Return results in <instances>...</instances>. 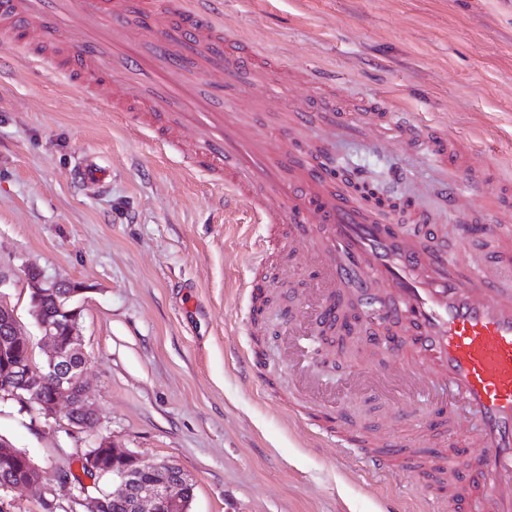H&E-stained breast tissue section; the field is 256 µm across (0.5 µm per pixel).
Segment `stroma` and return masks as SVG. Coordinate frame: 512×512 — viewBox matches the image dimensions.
I'll list each match as a JSON object with an SVG mask.
<instances>
[{"mask_svg":"<svg viewBox=\"0 0 512 512\" xmlns=\"http://www.w3.org/2000/svg\"><path fill=\"white\" fill-rule=\"evenodd\" d=\"M224 30L315 71L337 98L367 96L414 122L447 128L512 185V0H221ZM339 177L409 200L392 223L443 218L435 191L466 185L462 171L436 170L408 148L371 136L322 146ZM112 169L107 192L78 186V158ZM262 229L246 204L225 205L224 188L189 173L176 150L143 135L107 107L58 79L16 64L0 70V299L14 309L35 361L46 357L30 310L26 275L81 282L74 302L95 432L0 401V437L46 472L48 489L10 493L12 512H69L76 487L58 479L96 436L194 479L191 512H430L436 491L396 468L370 465L317 439L312 407L294 390L286 322L317 269L294 258L290 275L253 264ZM279 288L254 343L243 280ZM385 353L312 363L324 393L352 430L372 424L412 438L398 407L362 416L339 382Z\"/></svg>","mask_w":512,"mask_h":512,"instance_id":"35a3bbf8","label":"stroma"}]
</instances>
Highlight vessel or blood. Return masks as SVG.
<instances>
[{"instance_id":"obj_1","label":"vessel or blood","mask_w":512,"mask_h":512,"mask_svg":"<svg viewBox=\"0 0 512 512\" xmlns=\"http://www.w3.org/2000/svg\"><path fill=\"white\" fill-rule=\"evenodd\" d=\"M159 37L144 38L137 26L139 0H0V32L19 39L38 28L40 44L23 45L19 57L139 123L165 145L180 144L189 167L222 183L230 199L247 204L268 234L258 261L278 249L314 256L323 287L356 295L363 315L404 324L410 331L396 356L405 382L440 389L420 447L451 440L470 421L467 445L476 467L461 472L455 456L441 467L449 499L465 497L470 512H512V204L482 177L469 150L447 133L424 134L399 108L374 112L364 103L350 113L330 95H291L279 103L256 89L275 73L263 51L224 33L212 0H157ZM256 92L249 111L225 109L224 94ZM279 112L271 128L257 119ZM359 123L383 147L401 144L426 153L439 168L470 172L466 188L444 186L446 211L473 200L492 214L485 234L494 247L474 257L449 255L448 242H465L468 225L429 224L408 231L351 202L330 174L311 164L292 143L299 136L329 139ZM77 184L106 190L110 170L83 157ZM323 438L358 450L377 474L395 461L421 470L429 465L408 444L363 431Z\"/></svg>"}]
</instances>
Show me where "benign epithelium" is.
Wrapping results in <instances>:
<instances>
[{
    "label": "benign epithelium",
    "mask_w": 512,
    "mask_h": 512,
    "mask_svg": "<svg viewBox=\"0 0 512 512\" xmlns=\"http://www.w3.org/2000/svg\"><path fill=\"white\" fill-rule=\"evenodd\" d=\"M31 290L37 297L60 298L67 307H59L62 317L51 321L37 318L44 341L50 351L41 369L33 371L30 362L15 361V351L29 345L22 336L14 309L0 300V362L8 369V374L0 377V395L26 402L27 396L35 397L40 411L48 418L57 417L60 402L67 401L68 408L77 411L67 413L68 424L78 430L87 429L86 421L96 418V411L84 399L83 393H74L70 385L83 381L85 354L83 340L78 333L82 309L71 306L73 297L83 292L84 287L72 281L46 282L35 270L27 273ZM50 383L53 389L45 393L44 384ZM107 455L112 457V490L115 499L128 500L129 512H183V498L186 487L193 479L184 470H161L146 484L138 483V474L152 461L139 458L127 450H121L106 437L100 438ZM32 484L19 477L0 484V512H10L8 495L17 488H30ZM78 508L73 512H101L102 500L85 492L73 498Z\"/></svg>",
    "instance_id": "7a95c632"
}]
</instances>
